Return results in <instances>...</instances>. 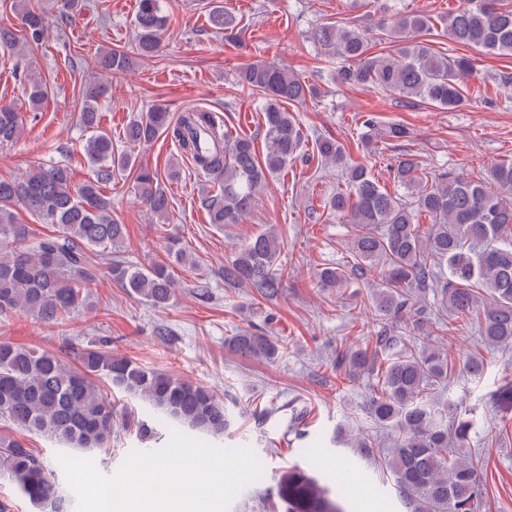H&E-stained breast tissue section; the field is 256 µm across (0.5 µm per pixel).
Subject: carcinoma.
Here are the masks:
<instances>
[{
    "label": "carcinoma",
    "mask_w": 512,
    "mask_h": 512,
    "mask_svg": "<svg viewBox=\"0 0 512 512\" xmlns=\"http://www.w3.org/2000/svg\"><path fill=\"white\" fill-rule=\"evenodd\" d=\"M20 27L0 25V49L21 50L41 44L48 18L30 0H13ZM374 29L391 49L370 52L371 28L324 24L310 39L328 58L342 65L336 82L382 89L418 98L448 110L464 105L462 86L474 73L473 60L431 47L436 29L432 18L407 15L383 3ZM170 16L165 0H138L134 18L133 53L149 58L158 53ZM214 29L233 39L234 15L216 7L210 13ZM441 33L454 43L491 54H512V4L508 0H463L440 20ZM131 53V54H133ZM131 54L100 50L93 69L101 79L82 89L79 123L92 132L85 146L97 179L76 183L66 164L38 166L12 178H0V315L23 312L45 324L63 326L89 303L98 279L96 258L124 247L126 227L112 217V198L101 185L115 171L135 172L138 199L158 220L169 212V198L158 174L137 163L131 154L115 151L112 136L101 131L99 102L111 97L114 75L132 65ZM240 82L262 93L266 153L257 155L249 137L232 136L213 112L190 110L173 122L161 105L134 116L125 139L148 144L162 135L219 187L205 199L210 223L239 224L256 206L261 189L302 147L303 132L289 104L304 101L316 88L290 69L257 62L242 66ZM29 111L38 112L46 87L27 69L21 75ZM24 118L11 102L0 100V145L20 139ZM321 162L336 166L344 187L327 200L328 209L353 226L348 264L377 279L375 308L383 325L371 348L336 354V368L356 381L371 377L367 413L387 430L384 461L410 512H482L480 472L483 460L472 451V436L481 427L473 413L458 414L444 399L455 361L448 355V317L466 321L480 317L485 344L512 346V160L501 161L478 176L443 173L429 181L428 173L411 155L390 166L394 182L410 200L390 194L364 165L351 162L336 139L316 141ZM55 227L40 234L20 212ZM431 225L420 229L419 217ZM169 254L180 264L192 259L180 239L166 236ZM282 240L276 226L253 234L224 263L229 288H248L271 301L283 291L288 271L279 263ZM112 281L148 304L167 307L175 280L167 264L137 266L112 260ZM323 289L351 282L343 266L325 264L315 276ZM243 359L272 363L283 353L281 343L256 329H245L224 340ZM79 365L71 367L63 354L38 352L0 341V418L86 452L106 448L112 439V403L100 387L112 385L141 397L167 420L209 435L230 426L224 403L208 388L143 367L109 352L86 348ZM459 374L480 379L483 359L471 355ZM0 475H6L43 512H69L56 472L34 452L0 434ZM336 498L295 467L262 499L278 500L288 512H347L345 481L336 475Z\"/></svg>",
    "instance_id": "carcinoma-1"
}]
</instances>
